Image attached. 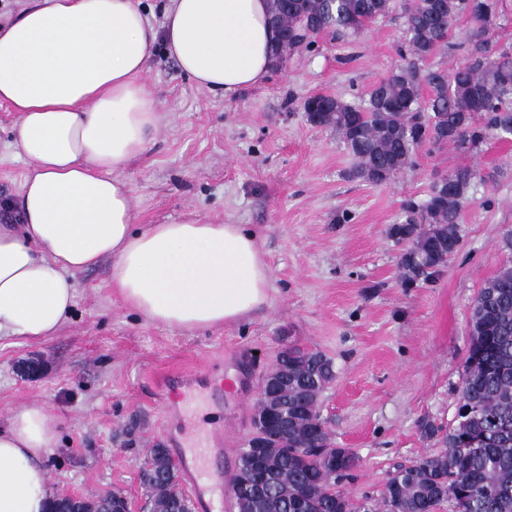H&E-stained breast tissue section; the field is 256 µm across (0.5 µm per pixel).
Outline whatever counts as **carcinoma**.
<instances>
[{
    "label": "carcinoma",
    "mask_w": 512,
    "mask_h": 512,
    "mask_svg": "<svg viewBox=\"0 0 512 512\" xmlns=\"http://www.w3.org/2000/svg\"><path fill=\"white\" fill-rule=\"evenodd\" d=\"M398 7L405 20L398 49L403 64L368 91L364 107L328 96V111L306 113L342 138L355 159L350 177L374 185L413 166L425 146L476 154L491 138H512V45L499 47L494 40L505 25L499 0H290L288 13L277 17L288 30V50L275 49L277 61L311 48L320 32L358 34ZM462 16L472 22L463 61L447 72L421 69L419 62L448 42ZM485 177L491 174L476 166L457 167L431 182L424 201L403 203L402 222L391 236L405 244V281L429 280L458 251L462 207L474 182ZM469 329L455 424L446 430L423 426L441 450L397 467L374 512H431L445 502L453 512H512V261L479 290ZM277 361L288 381L257 405L254 421L273 424L286 412L288 436L258 450L241 448L238 512H298L301 497L308 499L306 512H367L341 490L354 478L359 458L336 447L320 415V396L336 378L332 360L290 347ZM256 451L266 481L243 497ZM150 455L141 476L146 512H192L167 449L158 446Z\"/></svg>",
    "instance_id": "carcinoma-1"
}]
</instances>
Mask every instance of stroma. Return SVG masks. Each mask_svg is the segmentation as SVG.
Listing matches in <instances>:
<instances>
[{"mask_svg":"<svg viewBox=\"0 0 512 512\" xmlns=\"http://www.w3.org/2000/svg\"><path fill=\"white\" fill-rule=\"evenodd\" d=\"M404 36L398 11L353 37L318 34L263 85L229 100L199 89L156 45L145 83L159 129L121 173L137 221L248 225L269 265L270 300L237 324L172 330L123 304L107 259L74 275L76 305L50 341H0V426L31 402L49 407L58 492L92 499L109 489L142 507L150 448L197 450L227 417L235 431L224 447L239 450L264 376L287 344L334 363L320 414L337 447L359 458L344 486L355 503L379 498L396 465L438 451L422 426L452 425L471 307L508 261L499 242L512 229V142L487 141L475 155L423 149L403 174L373 185L350 177L354 160L335 130L302 110L315 94L363 106L400 65ZM18 125L1 103V201L18 196L28 171L12 148ZM465 165L503 174L475 183L459 251L430 280L404 285L403 247L390 235L403 201L424 200L435 176ZM217 371L231 380L220 402L205 387ZM171 372L194 374L201 389L192 402L157 399V382Z\"/></svg>","mask_w":512,"mask_h":512,"instance_id":"stroma-1","label":"stroma"}]
</instances>
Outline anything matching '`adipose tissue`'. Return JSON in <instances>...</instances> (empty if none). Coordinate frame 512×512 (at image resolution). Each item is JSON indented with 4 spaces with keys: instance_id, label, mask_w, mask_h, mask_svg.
Segmentation results:
<instances>
[{
    "instance_id": "adipose-tissue-1",
    "label": "adipose tissue",
    "mask_w": 512,
    "mask_h": 512,
    "mask_svg": "<svg viewBox=\"0 0 512 512\" xmlns=\"http://www.w3.org/2000/svg\"><path fill=\"white\" fill-rule=\"evenodd\" d=\"M142 0H28L0 24V102L19 114L31 166L17 219L0 223V339L53 336L74 306L72 277L108 259L124 303L194 330L238 323L267 304L270 273L244 224L190 219L136 228L120 177L159 124L143 76L156 43L200 89L231 99L274 67L268 0H169L161 26ZM48 408L0 427V512H47Z\"/></svg>"
}]
</instances>
